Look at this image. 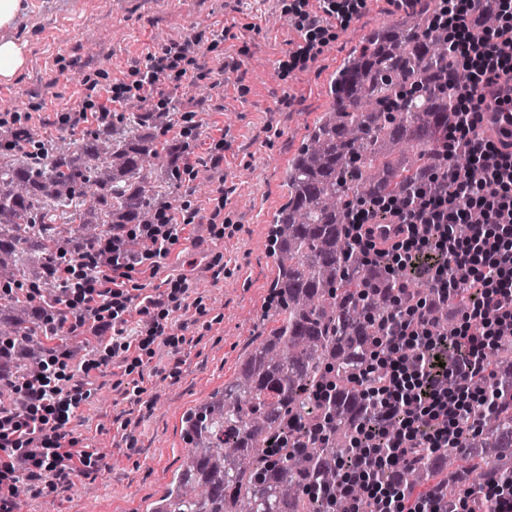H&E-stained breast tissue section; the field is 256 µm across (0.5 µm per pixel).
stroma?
Instances as JSON below:
<instances>
[{"label":"stroma","mask_w":512,"mask_h":512,"mask_svg":"<svg viewBox=\"0 0 512 512\" xmlns=\"http://www.w3.org/2000/svg\"><path fill=\"white\" fill-rule=\"evenodd\" d=\"M293 0H28L17 33L28 42V61L14 81L0 83V99L15 112L45 101L43 138H71L52 107L86 93L87 78L128 79L160 43L191 36L200 42L207 96L192 85L160 79L159 96L143 115L171 124L195 113L189 157L210 186L195 191L181 181L173 206L199 210L181 242L182 258L158 262L146 293L165 291L168 279L187 275L186 306L172 328L178 348L155 345L139 384L122 382L110 365L95 374L96 390L71 423L77 435L105 451L100 469L69 487L30 500L29 512H148L181 465L189 445L184 414L233 379L240 361L267 336L275 307L268 215L288 200L285 174L307 126L328 106L326 82L373 30L401 16L393 0H366L358 15L333 35L309 68H291L300 33L288 19ZM224 148L210 151L214 126ZM135 448H128V440Z\"/></svg>","instance_id":"35a3bbf8"}]
</instances>
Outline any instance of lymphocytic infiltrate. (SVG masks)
Returning a JSON list of instances; mask_svg holds the SVG:
<instances>
[{
	"instance_id": "f902f5d3",
	"label": "lymphocytic infiltrate",
	"mask_w": 512,
	"mask_h": 512,
	"mask_svg": "<svg viewBox=\"0 0 512 512\" xmlns=\"http://www.w3.org/2000/svg\"><path fill=\"white\" fill-rule=\"evenodd\" d=\"M320 13L307 11L308 0L293 8L303 42L291 59L307 66L326 43L332 22H347L365 0H318ZM499 25L484 29L485 14ZM448 29L454 64L470 73V83L454 91L457 120L443 136V151L464 152L465 169L444 167L429 176L433 187L421 202L383 197L355 208L347 227L352 245L369 269L394 283L393 323L380 351L360 374L374 402L372 419L355 432V453L338 469L351 494L345 512H512V481L492 479L481 496L460 494L443 504L438 487L417 493L404 473L421 454L458 447L472 417L487 404L486 364L504 329H512V151L482 136L483 103L496 91L500 75L512 74V0H442L436 17ZM198 41L184 39L158 46L133 82L87 79V94L59 109V121L82 134L117 118L132 99L152 97L160 76L185 65L196 68ZM481 210L483 223L459 238L454 225L465 223L470 210ZM197 209L161 206L149 224H116L106 237L81 252L58 250L49 283L0 284V297L22 296L40 305L47 290L59 295L63 311L56 324L72 336L92 331L101 343L92 357L74 362L70 352L50 350L39 371L22 378L0 371V387L13 399L0 400V512H12L17 483L34 497L48 496L73 483L102 456L70 430L76 410L94 393L93 371L108 367L117 355L146 350L157 339L177 345L167 332L189 290L186 278L168 282L165 292L142 295L141 277L156 269L158 259L181 244ZM428 286L425 295L407 300L409 274ZM458 297L464 310L451 332L435 331L426 317L433 301ZM137 323H129L130 313ZM387 480H380V473Z\"/></svg>"
}]
</instances>
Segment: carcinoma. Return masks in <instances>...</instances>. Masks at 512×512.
Instances as JSON below:
<instances>
[{"mask_svg":"<svg viewBox=\"0 0 512 512\" xmlns=\"http://www.w3.org/2000/svg\"><path fill=\"white\" fill-rule=\"evenodd\" d=\"M447 33L424 3L372 31L336 71L329 106L306 129L288 162V202L275 215L272 291L276 326L240 363L234 379L183 417L192 448L150 512H338L346 489L336 461L366 416L356 372L392 308L391 285L362 267L346 232L351 209L379 196L430 186L444 158L453 115ZM111 124L78 145L60 139L38 160L0 152V281H47L59 247L75 252L102 237L105 224H148L162 194L158 170L173 173L183 146L158 130L136 139ZM70 212L61 235L53 216ZM459 298L431 308L435 328L451 330ZM45 314L23 300L0 305V337L15 343L21 376L48 346ZM492 374L512 369V333L488 358ZM462 464L446 473L427 460L405 472L409 487L439 485L452 502L461 479L481 487L512 479V385L497 380L491 407L455 449Z\"/></svg>","mask_w":512,"mask_h":512,"instance_id":"obj_1","label":"carcinoma"}]
</instances>
